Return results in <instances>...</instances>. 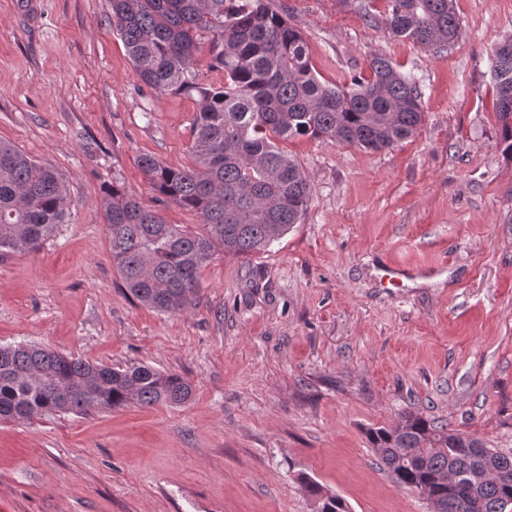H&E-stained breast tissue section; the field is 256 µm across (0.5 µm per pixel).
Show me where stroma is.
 <instances>
[{
  "label": "stroma",
  "mask_w": 512,
  "mask_h": 512,
  "mask_svg": "<svg viewBox=\"0 0 512 512\" xmlns=\"http://www.w3.org/2000/svg\"><path fill=\"white\" fill-rule=\"evenodd\" d=\"M362 0H273L320 79L389 58L424 119L377 152L299 137V224L263 253L220 255L190 306L161 314L121 286L103 214L116 185L167 223L138 166L191 165L195 100L136 78L109 0H0V140L54 166L66 218L0 261V346L180 374V406L0 422V512H316L310 480L349 512H432L380 468L366 432L413 411L512 454V158L499 147L491 59L512 0H454L461 35L432 51ZM402 269L399 287L381 268Z\"/></svg>",
  "instance_id": "35a3bbf8"
}]
</instances>
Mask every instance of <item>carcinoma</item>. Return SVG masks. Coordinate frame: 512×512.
Wrapping results in <instances>:
<instances>
[{"label": "carcinoma", "instance_id": "cac0c4a2", "mask_svg": "<svg viewBox=\"0 0 512 512\" xmlns=\"http://www.w3.org/2000/svg\"><path fill=\"white\" fill-rule=\"evenodd\" d=\"M110 23L135 76L160 94L196 98L194 164L173 168L152 155L138 165L153 190L199 215L205 231L168 224L124 189L104 192L112 262L138 303L163 313L184 310L199 291V272L215 256L264 253L308 209L310 185L277 140L322 138L380 151L410 138L423 116L421 93L383 57L371 77L338 86L315 74L298 29L266 0H109ZM390 32L430 49L458 40L453 0H385ZM206 45H201L202 35ZM224 72V84L197 80L198 53ZM500 146L512 157V41L492 59ZM61 176L17 146L0 141V260L36 250L64 222ZM192 386L184 377L142 363L112 366L68 357L34 344L0 347V419L56 412L180 405ZM367 438L398 486L418 492L433 512H512V456L455 433L442 421L403 413ZM317 512H347L343 499L307 481Z\"/></svg>", "mask_w": 512, "mask_h": 512}]
</instances>
